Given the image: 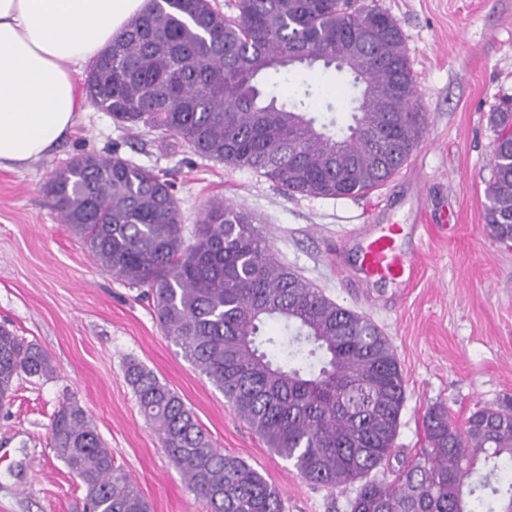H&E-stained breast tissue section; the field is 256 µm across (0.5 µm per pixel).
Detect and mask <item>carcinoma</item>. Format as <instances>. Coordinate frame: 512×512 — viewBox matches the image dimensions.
<instances>
[{
    "label": "carcinoma",
    "mask_w": 512,
    "mask_h": 512,
    "mask_svg": "<svg viewBox=\"0 0 512 512\" xmlns=\"http://www.w3.org/2000/svg\"><path fill=\"white\" fill-rule=\"evenodd\" d=\"M149 0L95 59L91 102L128 131L157 133L226 166L247 167L288 195L364 194L390 181L417 149L425 113L397 21L354 0ZM370 76L371 98L352 123L317 124L329 86L280 99L262 77L298 64ZM512 128V98L489 117ZM485 220L512 243V141L492 147ZM174 175L159 176L117 151L80 152L44 191L95 263L146 289L164 334L224 395L237 417L308 483H359L349 512H512V396L476 408L463 427L448 406L423 416L426 447L400 462L395 481L369 473L396 455L405 381L387 336L283 265L245 210L209 200L186 243ZM270 321L282 325L268 336ZM38 345L0 326V398L15 379L50 377ZM125 376L140 412L206 512H285L279 489L243 459L217 448L183 399L140 362ZM51 448L80 479L91 512H150L133 480L79 403L64 399Z\"/></svg>",
    "instance_id": "1"
}]
</instances>
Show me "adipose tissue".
<instances>
[{"label": "adipose tissue", "mask_w": 512, "mask_h": 512, "mask_svg": "<svg viewBox=\"0 0 512 512\" xmlns=\"http://www.w3.org/2000/svg\"><path fill=\"white\" fill-rule=\"evenodd\" d=\"M148 0H0V168L50 155L82 111L75 72Z\"/></svg>", "instance_id": "obj_1"}]
</instances>
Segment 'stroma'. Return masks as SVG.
I'll return each mask as SVG.
<instances>
[{"mask_svg":"<svg viewBox=\"0 0 512 512\" xmlns=\"http://www.w3.org/2000/svg\"><path fill=\"white\" fill-rule=\"evenodd\" d=\"M399 23L426 114L423 138L384 186L365 196L284 195L246 167H228L155 135L118 129L85 105L73 134L48 157L0 168V325L42 346L52 378L19 377L0 410V512H84L85 491L50 446L64 397L91 416L114 463L136 482L150 512H205L187 489L125 380L144 363L192 408L224 452L257 469L284 496L286 512H348L355 486L333 491L303 480L239 420L206 377L162 332L153 304L98 267L50 207V172L80 151L118 150L155 174L174 173L185 235L219 196L256 220L281 262L337 304L368 316L389 337L406 382L396 458L422 448V417L445 403L457 425L476 407L512 396V246L485 229V191L496 135L490 111L512 97V0H366ZM335 84L321 66H298L266 85L293 96ZM402 228L416 255L408 283L363 284L365 228Z\"/></svg>","mask_w":512,"mask_h":512,"instance_id":"35a3bbf8","label":"stroma"}]
</instances>
